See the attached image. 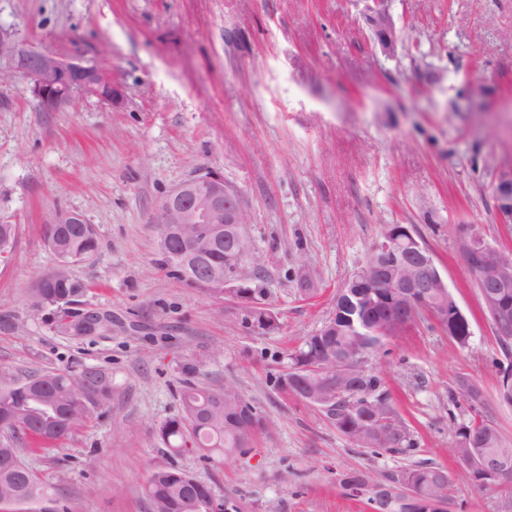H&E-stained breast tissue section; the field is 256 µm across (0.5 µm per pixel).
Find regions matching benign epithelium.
Wrapping results in <instances>:
<instances>
[{
    "label": "benign epithelium",
    "mask_w": 512,
    "mask_h": 512,
    "mask_svg": "<svg viewBox=\"0 0 512 512\" xmlns=\"http://www.w3.org/2000/svg\"><path fill=\"white\" fill-rule=\"evenodd\" d=\"M365 18L369 29L381 34L376 40L386 55L394 53L397 29L391 14L392 0H365ZM0 58L10 63V71L21 77L25 90L44 112H56L72 104L79 96H94L108 105L120 91L96 66L79 58L62 60L52 55L25 48L0 32ZM499 214L504 222L512 221V169L499 174L495 187ZM154 224H190L193 235L190 251L198 259H204L212 250L219 225L233 224L239 230L238 244L224 254V271L205 269L213 281L224 282V289L241 298L240 288L251 277L249 266L251 241L248 232V215L240 197L224 178L206 171L189 183L177 186L157 203ZM466 257H479V265L473 267L482 288L480 293L484 307L495 322L512 312V261L502 258L503 251L486 243L478 236L465 241ZM373 254L382 257L379 263H365L349 276L336 300L347 294L351 285L361 283L364 290L356 295L355 311H366L383 299L386 309L376 316L360 319L361 330L368 336H379L384 342L404 332L420 317L428 316L440 326L457 322L465 317L448 290L434 253L407 225L392 224L379 237ZM366 358L344 353L325 351L317 355L311 364L289 370L291 381H282L287 393H297L305 402L326 409L343 399L344 391L353 387L359 371L365 369ZM391 423L398 432H404L402 423L387 419L382 406H376L366 420V425L351 432L350 439L384 435L383 425ZM234 426L240 429V437L247 443L255 433L266 426V421L256 411L238 407ZM463 451L455 452L460 469L478 476L481 482L494 487L512 481V469L504 463L509 453L500 448H473L471 439H464ZM370 494L384 504L389 512L402 498L421 499L424 512H447L448 498L421 494L402 482L383 483L366 480Z\"/></svg>",
    "instance_id": "7a95c632"
}]
</instances>
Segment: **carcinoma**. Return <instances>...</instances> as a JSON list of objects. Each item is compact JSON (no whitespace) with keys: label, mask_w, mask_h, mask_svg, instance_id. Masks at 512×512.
<instances>
[{"label":"carcinoma","mask_w":512,"mask_h":512,"mask_svg":"<svg viewBox=\"0 0 512 512\" xmlns=\"http://www.w3.org/2000/svg\"><path fill=\"white\" fill-rule=\"evenodd\" d=\"M16 236V225L0 222V258L12 251ZM45 238L56 257H64L67 265L57 268L45 276L37 288L29 294V306L39 311L47 305L59 309L61 326L74 336H83L87 331L78 324L79 313L71 306L78 303L84 293L82 283L74 279L69 265L91 257L98 248V233L92 224H48L45 226ZM158 264L189 284L207 288L216 293L224 292V287L204 281L197 274L198 263L187 260L183 267H178L173 252L181 247L177 229H170L164 242L158 243ZM233 248V241L226 231L216 240L212 252L205 259V264L221 266L224 264V251ZM242 323L252 328L271 330L276 327L272 315L249 316V309H242ZM338 329L327 336L312 335L305 339L302 346L291 354V365H299L308 360L313 353H320L334 345L347 341H357L371 349L379 344L376 336H360L359 323H351L340 315ZM40 384V396L23 394L13 387L0 390V425L9 428L13 434H23L38 446L50 445L66 438L73 429L83 423L92 409L112 398V380H105L102 371L93 367L84 368L79 374L69 372H46L31 376L25 384ZM453 400L462 399L472 414L463 420L452 417L449 428L453 436H460V430L468 427L475 417L492 421L489 402L484 393L472 392L466 386V378H459L456 390L451 392ZM388 400L382 379L367 373L358 379L357 390L349 396V403L359 405L357 415L343 405L327 414L336 426V430L347 436V428L358 427L362 422V413L368 404ZM183 414L165 422L160 430L163 443L174 453L179 454L190 447L206 448L208 453L223 454L231 448H242L244 444L232 430L224 427V420L214 424L204 422L203 415L209 413L222 403L219 393L197 387L192 383L185 386L181 394ZM368 447L397 452L413 447L410 436H388L382 442H371ZM177 469L156 471L149 479L146 492L156 507V512H218L222 502L211 489L204 484L195 487L196 503L190 507L183 503L176 492ZM445 471L439 466L409 468L396 479L406 480L420 493L443 494L449 487L441 484ZM339 485L352 497H367L365 474L350 470L341 474ZM46 488L19 458L14 444L0 446V503H21L43 498Z\"/></svg>","instance_id":"cac0c4a2"}]
</instances>
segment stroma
Returning a JSON list of instances; mask_svg holds the SVG:
<instances>
[{"label":"stroma","mask_w":512,"mask_h":512,"mask_svg":"<svg viewBox=\"0 0 512 512\" xmlns=\"http://www.w3.org/2000/svg\"><path fill=\"white\" fill-rule=\"evenodd\" d=\"M364 13V0H0L1 33L82 58L123 92L110 106L82 96L43 112L21 79L0 81V221L17 227L0 262V318H10L0 370L11 385L86 366L112 378L111 401L67 439L17 445L51 501L0 512H154L147 482L172 466L227 512H370L344 494L341 473L385 481L421 462L451 475V512H512L511 491L460 477L448 428L466 413L449 399L465 374L512 444V407L496 402L512 353L461 249L476 235L512 252L494 199L512 167V0H393L405 37L391 56ZM208 170L247 211L253 286L275 330L242 325L240 297L157 263V202ZM64 210L98 232L96 253L71 274L86 287L79 309L111 314V333L72 336L55 308L29 310L57 264L44 227ZM388 224L413 227L433 251L472 332L462 347L423 318L369 358L414 443L403 453L352 446L321 409L275 384ZM305 275L314 292L302 291ZM188 379L234 387L268 428L239 453L171 455L158 429L181 415Z\"/></svg>","instance_id":"stroma-1"}]
</instances>
